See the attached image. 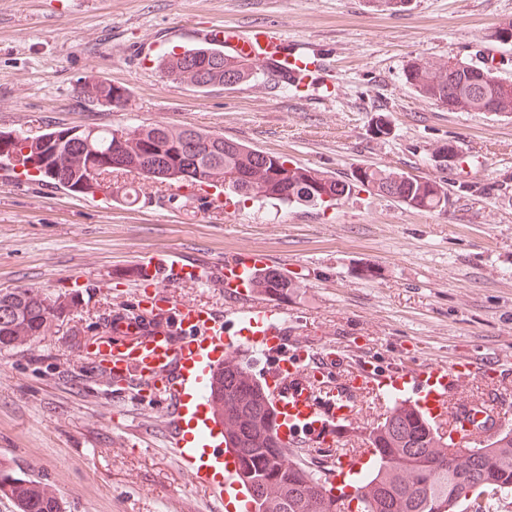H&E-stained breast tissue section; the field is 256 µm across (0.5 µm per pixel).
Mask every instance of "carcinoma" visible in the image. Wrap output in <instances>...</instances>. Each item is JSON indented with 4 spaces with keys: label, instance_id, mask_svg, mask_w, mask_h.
<instances>
[{
    "label": "carcinoma",
    "instance_id": "1",
    "mask_svg": "<svg viewBox=\"0 0 512 512\" xmlns=\"http://www.w3.org/2000/svg\"><path fill=\"white\" fill-rule=\"evenodd\" d=\"M166 76L199 89L239 85L254 80L262 67L230 56L219 47H196L160 58ZM405 81L421 98L436 105H451L460 112L512 114V81L490 68L479 70L464 62L433 63L414 59L404 71ZM127 88L92 82L84 87L88 101L104 106L106 97ZM84 132L61 129L30 135L0 131V161L26 166L37 157L38 176L73 192L114 196L118 178L141 175L161 183L180 182L221 189L246 199L322 205L351 195L359 186L375 194L387 193L417 211L448 206V183L392 169L367 168L350 180H339L319 170L294 165L283 157L256 150L205 129L187 126L139 124L130 127H93ZM463 151L450 140L437 146L432 157L447 159ZM495 188L481 180L461 182L457 192L489 195ZM294 284L276 269L257 274L252 288L272 296L288 293ZM32 289L0 290V350L43 335L61 313ZM225 419L238 426L232 440L238 448L242 478L252 492L254 512H348L347 499L357 501V512H465L463 487L488 495L489 512H503L507 504L491 493L512 485V426L488 434L480 426L474 441L442 438L439 426L419 409L390 406L385 418L365 428L364 439L374 450L373 466L353 484L348 496L320 484L315 470L285 462L273 438H258L253 423H273L271 409L253 376L224 375ZM0 495L17 512H63L56 488L26 476H0Z\"/></svg>",
    "mask_w": 512,
    "mask_h": 512
}]
</instances>
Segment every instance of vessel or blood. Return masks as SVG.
Wrapping results in <instances>:
<instances>
[{
  "instance_id": "b4317fda",
  "label": "vessel or blood",
  "mask_w": 512,
  "mask_h": 512,
  "mask_svg": "<svg viewBox=\"0 0 512 512\" xmlns=\"http://www.w3.org/2000/svg\"><path fill=\"white\" fill-rule=\"evenodd\" d=\"M207 36L233 55L277 62L298 79L320 66L318 57L293 46L268 26L242 32L213 25ZM266 264L267 257L260 252L231 254L220 264L204 267L187 263L174 250L145 253L131 271L112 274L114 280H129L142 289L137 309L115 312L107 324L108 338L82 345L83 351L111 368L115 387H138L166 409L167 430L182 469L194 484L228 502L242 496L244 485L241 465L224 428V386L219 373L239 346L248 344L276 358L264 380V394L287 450L302 436L321 447L334 446L337 432L345 430L353 418L350 395L360 386L378 396L393 397L400 406L419 404L430 418H439L452 382L472 369L468 363L448 369L433 367L432 383L419 396L414 393L420 383L417 374H381L366 360L350 379L338 384L334 376L341 353L333 349L320 354L305 345H289L282 331L284 311L269 300L243 304L228 321L207 305L176 303L158 285L152 294L144 292L152 279H218L226 295H236L249 287ZM370 458V452L364 451L341 465L328 460L325 477L333 479L339 469L359 475ZM219 472L224 475L220 482L215 479Z\"/></svg>"
}]
</instances>
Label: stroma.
Listing matches in <instances>:
<instances>
[{
  "label": "stroma",
  "mask_w": 512,
  "mask_h": 512,
  "mask_svg": "<svg viewBox=\"0 0 512 512\" xmlns=\"http://www.w3.org/2000/svg\"><path fill=\"white\" fill-rule=\"evenodd\" d=\"M512 0H0V131L158 124L216 131L340 180L360 167L450 183L500 184L416 211L359 189L329 207L249 200L214 206L137 180L133 203L75 193L0 164V290L32 288L62 305L51 328L0 352V474L54 485L65 512H225L179 467L161 409L116 390L77 353L136 308L112 279L144 252L213 265L256 250L293 287L279 298L289 343L343 349L336 371L369 357L382 371L469 360L487 368L458 399H512V115L459 112L406 84L412 58L492 66L512 80V46L494 38ZM278 29L325 63V96L269 77L201 90L168 78L159 53L203 45L200 26ZM127 87L119 108L85 101V84ZM388 132L375 134L377 123ZM457 141L471 161L436 166ZM371 276H363L364 268ZM178 301L230 308L220 281L169 280Z\"/></svg>",
  "instance_id": "obj_1"
}]
</instances>
